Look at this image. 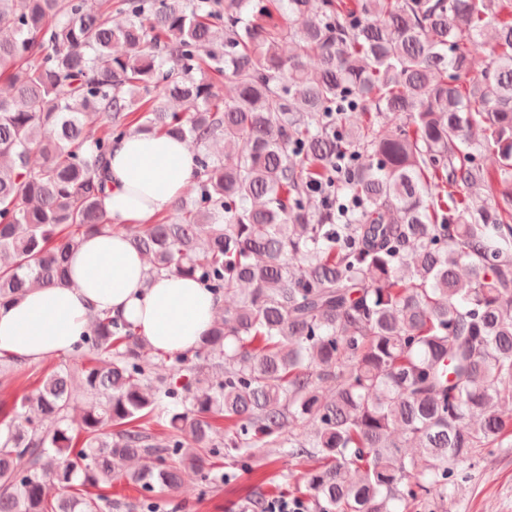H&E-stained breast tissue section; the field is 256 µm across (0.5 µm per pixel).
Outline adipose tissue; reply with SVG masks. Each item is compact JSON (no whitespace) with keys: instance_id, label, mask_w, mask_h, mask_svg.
Returning <instances> with one entry per match:
<instances>
[{"instance_id":"1","label":"adipose tissue","mask_w":512,"mask_h":512,"mask_svg":"<svg viewBox=\"0 0 512 512\" xmlns=\"http://www.w3.org/2000/svg\"><path fill=\"white\" fill-rule=\"evenodd\" d=\"M195 173L186 142L141 132L114 142L101 196L110 228L84 238L67 284L0 305V356L36 363L67 353L103 312L132 323L153 351L195 348L220 298L174 273L149 276L126 233L127 226L152 224L168 213Z\"/></svg>"}]
</instances>
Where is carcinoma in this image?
<instances>
[{"label":"carcinoma","instance_id":"obj_1","mask_svg":"<svg viewBox=\"0 0 512 512\" xmlns=\"http://www.w3.org/2000/svg\"><path fill=\"white\" fill-rule=\"evenodd\" d=\"M117 7L113 27L112 0H0V304L67 283L108 224L105 163L132 128L189 141L197 170L195 197L127 228L131 245L150 273L237 303L158 361L132 324L97 314L77 345L94 394L81 447L70 371L0 403V512H104L114 479L159 512L143 493L209 479L226 448L278 449L311 512H438L477 453L512 447L508 3ZM348 112L375 120L352 129Z\"/></svg>","mask_w":512,"mask_h":512}]
</instances>
